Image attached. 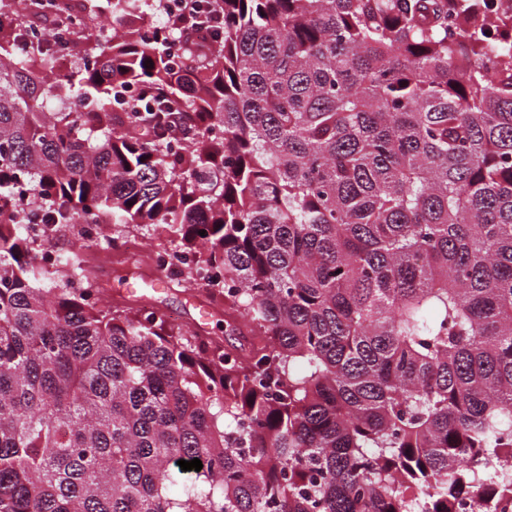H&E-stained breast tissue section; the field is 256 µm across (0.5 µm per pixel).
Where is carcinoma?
<instances>
[{"mask_svg":"<svg viewBox=\"0 0 512 512\" xmlns=\"http://www.w3.org/2000/svg\"><path fill=\"white\" fill-rule=\"evenodd\" d=\"M78 2L0 0V202L160 231L238 344L101 305L0 209V512H512V15L197 0L204 44Z\"/></svg>","mask_w":512,"mask_h":512,"instance_id":"1","label":"carcinoma"}]
</instances>
